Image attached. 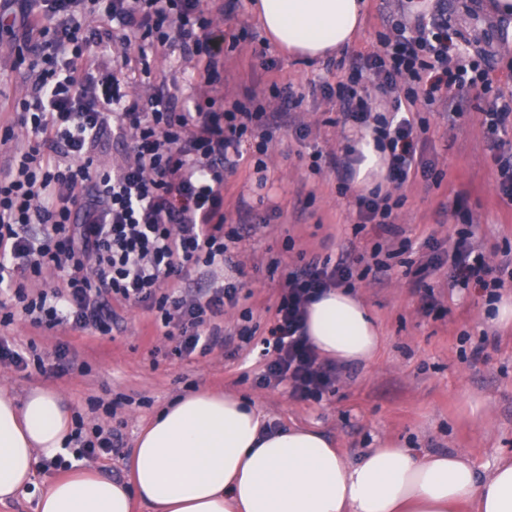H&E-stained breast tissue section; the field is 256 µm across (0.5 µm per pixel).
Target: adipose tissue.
<instances>
[{
    "mask_svg": "<svg viewBox=\"0 0 512 512\" xmlns=\"http://www.w3.org/2000/svg\"><path fill=\"white\" fill-rule=\"evenodd\" d=\"M362 0H254L267 38L308 60L332 57L359 28ZM352 183L385 180L387 156L371 132ZM307 334L322 357L365 364L382 346V329L356 294L331 289L308 308ZM71 436V412L40 387L24 397L0 390V502L33 482L40 458H54ZM122 483L75 470L53 479L36 512H512V457L486 477L457 452L417 454L388 445L346 463L322 432L305 426L264 429L244 399L209 391L176 398L140 432Z\"/></svg>",
    "mask_w": 512,
    "mask_h": 512,
    "instance_id": "obj_1",
    "label": "adipose tissue"
}]
</instances>
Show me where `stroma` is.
<instances>
[{"instance_id":"1","label":"stroma","mask_w":512,"mask_h":512,"mask_svg":"<svg viewBox=\"0 0 512 512\" xmlns=\"http://www.w3.org/2000/svg\"><path fill=\"white\" fill-rule=\"evenodd\" d=\"M404 2L365 0L353 43L330 60L306 61L265 37L252 0H206L215 25L236 38L224 50L225 99L244 101L254 95L273 106L280 89L293 87L304 96L297 117L310 133L303 137L295 127L281 126L269 144L265 170H257L247 155L224 176L226 226L240 229L243 236L235 248L240 267L217 266L212 283L238 279L244 287L237 305L219 320L223 347L204 357L172 356L176 339L166 335L154 314L117 301L107 336L65 325L39 328L19 314L0 323V336L22 351L36 347L44 360L43 366L24 371L0 366V388L18 396L33 386L54 390L84 424L97 419L121 433L122 447L92 462V469L114 480L128 479L140 431L166 404L197 389L247 398L267 422L283 428H316L349 463L366 449L392 442L419 454L462 453L482 477L501 457L512 455V325L496 324L487 315L482 293L452 286L444 269L427 279L442 302L427 314L421 312L419 294L403 267H394L379 282L356 281L357 293L382 327L384 345L373 361L341 369L334 392L298 401L287 384H255L265 363L261 340L274 317L281 276L300 267L306 256L370 251L381 236L376 225H361L357 189L339 194L335 172L326 166L312 171L310 154L337 150L353 136L351 127L336 122V99L324 89L344 80L361 55L379 50V33L400 18ZM448 19L468 36L491 44L494 86L511 94L512 22L459 5ZM14 61L8 37L0 36V126L12 122L13 101L24 91L12 69ZM192 80L191 68L170 51L151 57L149 72L136 75L146 92L167 83L173 92L170 104L179 110L190 104ZM423 117L428 124L426 153L444 176L438 183L418 179L399 188L405 202L397 222L405 237L416 248L433 238L447 251L468 216L490 265L512 258V205L497 195L496 174L476 116L455 124L444 112L427 111ZM459 189L468 195L458 211L453 193ZM245 312L257 328L248 342L236 334ZM478 343L484 351L476 359L471 349ZM61 344L77 355L80 368H57Z\"/></svg>"}]
</instances>
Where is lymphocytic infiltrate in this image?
Here are the masks:
<instances>
[{"label":"lymphocytic infiltrate","instance_id":"obj_1","mask_svg":"<svg viewBox=\"0 0 512 512\" xmlns=\"http://www.w3.org/2000/svg\"><path fill=\"white\" fill-rule=\"evenodd\" d=\"M107 19L105 40L93 41L90 18ZM0 33L8 34L26 63L24 94L0 141L15 142L13 158L0 166V307L20 311L32 324L68 325L106 336L112 303L119 300L156 312L174 352L207 355L224 343L218 323L238 301V283L216 288H171L190 269L229 262L233 235L224 231V174L236 170L243 147L255 156L268 149L269 129L300 107L295 91L281 94V109L264 111L243 102L225 106L224 44L203 0H0ZM137 44V58L127 48ZM380 52L366 56L336 87V102L356 129L376 134L389 151V180L440 179L424 156L413 118L416 104L446 107L450 120L463 102L488 90L487 54L448 23V0H436L430 21L407 26L393 21L380 38ZM179 48L195 68L192 106L174 111L163 90L127 93L120 78L148 56ZM112 59V71L95 79V56ZM389 95L387 113L373 112L360 94V77ZM480 127L491 150L499 192L512 203V96L498 95L479 107ZM124 140L126 159L117 171L100 169L97 149L108 136ZM400 205L391 193L357 198L361 223L378 225L407 249L394 222ZM354 259L311 257L279 284L274 322L262 340L266 359L256 383L288 384L299 400L322 396L337 379L322 361L304 321L308 306L332 288L354 281ZM447 269L448 280L499 299L512 266H490L471 227H464L448 256L429 253L412 271L422 285L421 309L437 305L427 275ZM57 283L29 294L26 283L44 272ZM79 461L109 456L120 446L113 429L94 424L70 438Z\"/></svg>","mask_w":512,"mask_h":512}]
</instances>
